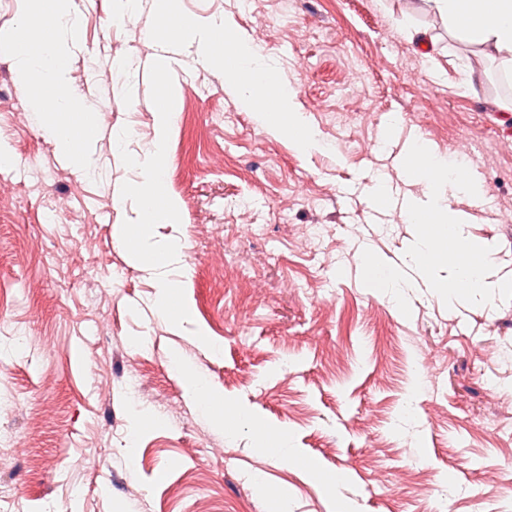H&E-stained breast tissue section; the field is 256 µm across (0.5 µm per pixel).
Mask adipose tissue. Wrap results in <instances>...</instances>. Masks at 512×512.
<instances>
[{"instance_id": "1", "label": "adipose tissue", "mask_w": 512, "mask_h": 512, "mask_svg": "<svg viewBox=\"0 0 512 512\" xmlns=\"http://www.w3.org/2000/svg\"><path fill=\"white\" fill-rule=\"evenodd\" d=\"M433 7L444 14L451 28L467 35L482 45L492 56L512 62V0H431ZM171 28L179 30L196 41L204 57L215 60L230 57L224 68L225 82L234 84L240 91L245 107L255 112L261 124L270 132L294 140L308 149L318 143L317 134L295 108V92L281 82L269 56L257 52L251 43L233 27H225L223 40H215L213 27L171 15ZM55 33L52 38L40 41L38 51L21 50V64L30 101L39 109L45 129L52 136L56 150L67 156L75 167L87 166L89 144L74 139L69 125L58 123V115L71 112L90 114V107L70 89L63 59L79 40V26L69 12L59 10L52 16ZM53 87V98H44L40 89ZM177 116L174 104H159L155 108V136L152 147L135 163L142 171V178L133 185L132 195L137 202V235H121L120 240L130 258L148 273H159L156 310L170 317L173 329H181L183 316L172 313L177 281L163 276L162 268L177 260L183 245L174 238L151 247L146 243V233L152 225L173 223L178 212L177 201L166 194L164 155L167 138ZM413 169L426 180L430 190L428 206H412L407 211L408 223L414 224L418 237L415 253L418 266L427 287L447 292L456 298L460 289L478 288L492 292L496 288L512 286L507 278L492 279L485 264L486 245L474 242L465 225L455 222L448 211L442 188L455 186L448 175L447 164L442 163L428 150L415 154ZM449 269L448 278L437 275L439 269ZM170 366L181 381L186 397L193 401L215 429L226 433L239 423L252 424L260 441L275 442L281 458L295 463L297 455L281 431L258 421L249 410L224 403L210 383L195 366L185 363L179 351L170 354Z\"/></svg>"}]
</instances>
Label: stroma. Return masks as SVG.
<instances>
[{"label": "stroma", "mask_w": 512, "mask_h": 512, "mask_svg": "<svg viewBox=\"0 0 512 512\" xmlns=\"http://www.w3.org/2000/svg\"><path fill=\"white\" fill-rule=\"evenodd\" d=\"M73 92L94 103L92 164L60 157L17 72L23 0H0V512H512V288L484 302L426 287L392 300L363 253L416 241L429 200L415 141L465 155L471 189L448 206L512 278V64L453 31L424 0H171L228 20L296 91L320 144L300 151L246 111L222 66L168 33L155 0H73ZM159 45L144 47L145 30ZM167 57L168 76L153 65ZM174 89L166 186L184 334L153 311L155 280L118 242L133 226L132 160ZM124 132L114 147L113 132ZM321 227L319 241L308 238ZM203 330L214 350L193 334ZM226 402L285 433L280 463L244 424L211 428L171 348Z\"/></svg>", "instance_id": "35a3bbf8"}]
</instances>
